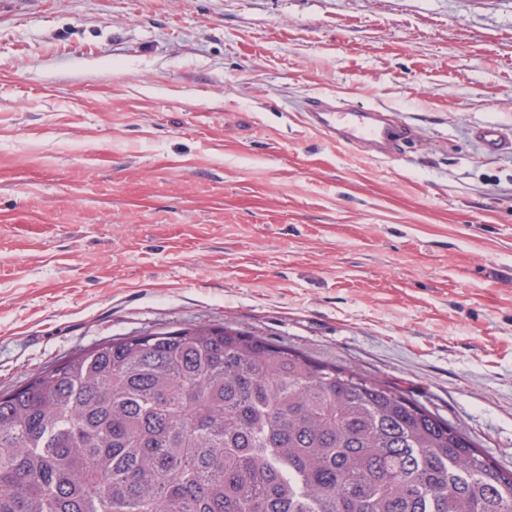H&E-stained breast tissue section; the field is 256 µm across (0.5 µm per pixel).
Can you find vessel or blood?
Returning a JSON list of instances; mask_svg holds the SVG:
<instances>
[{
  "label": "vessel or blood",
  "mask_w": 512,
  "mask_h": 512,
  "mask_svg": "<svg viewBox=\"0 0 512 512\" xmlns=\"http://www.w3.org/2000/svg\"><path fill=\"white\" fill-rule=\"evenodd\" d=\"M305 110L315 129L345 144L366 149L388 159L398 158L409 139V127L380 107L336 106L320 97L309 98ZM486 152H512V136L496 123H486L475 131Z\"/></svg>",
  "instance_id": "vessel-or-blood-1"
}]
</instances>
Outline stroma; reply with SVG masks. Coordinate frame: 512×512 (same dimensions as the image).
<instances>
[{"mask_svg":"<svg viewBox=\"0 0 512 512\" xmlns=\"http://www.w3.org/2000/svg\"><path fill=\"white\" fill-rule=\"evenodd\" d=\"M385 105L399 159L304 105ZM512 0H0V394L228 324L512 470ZM475 136L482 143L485 151L490 154L512 152V136L497 123H485L479 126Z\"/></svg>","mask_w":512,"mask_h":512,"instance_id":"stroma-1","label":"stroma"}]
</instances>
